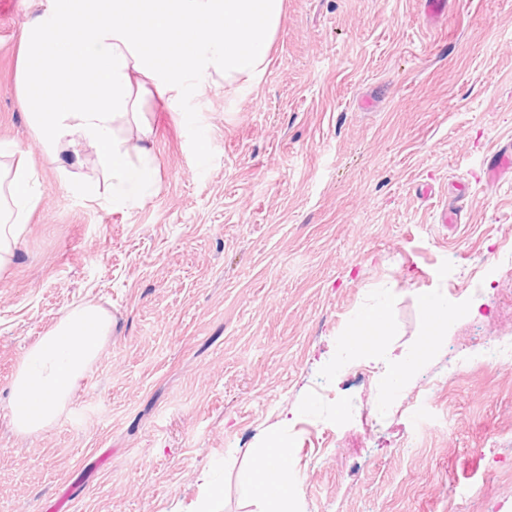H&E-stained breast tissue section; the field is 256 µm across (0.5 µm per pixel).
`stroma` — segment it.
<instances>
[{
	"mask_svg": "<svg viewBox=\"0 0 512 512\" xmlns=\"http://www.w3.org/2000/svg\"><path fill=\"white\" fill-rule=\"evenodd\" d=\"M29 15L0 0V140L41 189L0 272V512L64 495L70 512H262L246 474L273 438L298 512H512V362L492 354L512 340V173L483 177L512 143V0H453L436 22L421 0H286L256 83L216 81L176 112L148 100L158 184L134 210L60 186L15 91ZM422 294L456 312L392 391ZM384 302L377 349L337 368ZM77 303L112 335L57 422L19 434L12 376ZM391 321L389 306H381L374 310L360 312L352 327L341 343L338 361H350L365 356L378 344L379 337L384 334ZM368 342L365 343V337Z\"/></svg>",
	"mask_w": 512,
	"mask_h": 512,
	"instance_id": "obj_1",
	"label": "stroma"
}]
</instances>
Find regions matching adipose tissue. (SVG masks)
Segmentation results:
<instances>
[{"label": "adipose tissue", "mask_w": 512, "mask_h": 512, "mask_svg": "<svg viewBox=\"0 0 512 512\" xmlns=\"http://www.w3.org/2000/svg\"><path fill=\"white\" fill-rule=\"evenodd\" d=\"M19 35L15 90L33 134L55 164L60 185L112 208L139 203L154 188L151 130L141 120L146 97L177 110L185 94L222 79L255 82L284 16V0H29ZM41 197L25 151L0 141V270L15 256ZM421 340L390 362L400 385L424 362L448 328L451 308L424 295ZM391 321L382 306L360 312L340 358L371 352ZM112 333V317L95 305L63 311L25 353L11 384L10 421L28 434L52 427ZM292 451L270 441L255 458L252 494L265 512H294Z\"/></svg>", "instance_id": "adipose-tissue-1"}]
</instances>
